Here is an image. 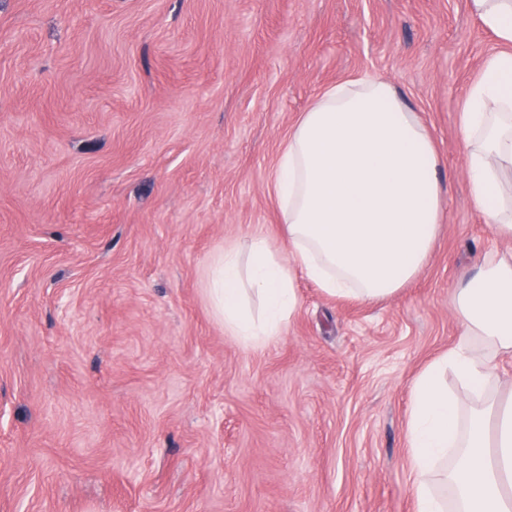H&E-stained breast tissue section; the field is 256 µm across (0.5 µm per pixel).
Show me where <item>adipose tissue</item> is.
Instances as JSON below:
<instances>
[{
	"mask_svg": "<svg viewBox=\"0 0 512 512\" xmlns=\"http://www.w3.org/2000/svg\"><path fill=\"white\" fill-rule=\"evenodd\" d=\"M507 48L490 56L461 112L473 205L512 237V0H469ZM433 137L404 93L377 76L348 77L301 112L269 177L290 251L260 233L212 256L205 294L247 351L279 339L300 305L298 279L328 296L376 302L425 266L441 222ZM259 307H252L251 298ZM462 332L412 380L406 437L416 512H512V397L489 389L512 356V256H490L456 290ZM453 374L458 388L448 389ZM451 488L445 498L442 488Z\"/></svg>",
	"mask_w": 512,
	"mask_h": 512,
	"instance_id": "adipose-tissue-1",
	"label": "adipose tissue"
}]
</instances>
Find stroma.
Returning <instances> with one entry per match:
<instances>
[{"label": "stroma", "mask_w": 512, "mask_h": 512, "mask_svg": "<svg viewBox=\"0 0 512 512\" xmlns=\"http://www.w3.org/2000/svg\"><path fill=\"white\" fill-rule=\"evenodd\" d=\"M468 0H0V512H415L412 379L457 282L512 253L459 115L502 51ZM405 91L442 224L381 303L299 280L261 352L204 293L224 244L287 253L267 187L322 88Z\"/></svg>", "instance_id": "obj_1"}]
</instances>
